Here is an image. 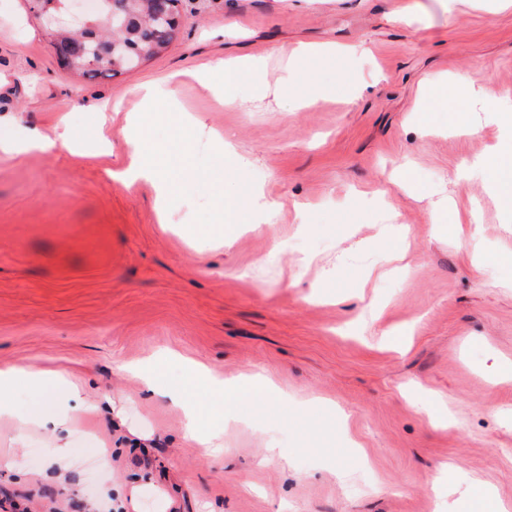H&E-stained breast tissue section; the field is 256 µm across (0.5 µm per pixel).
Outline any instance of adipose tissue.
<instances>
[{"instance_id":"obj_1","label":"adipose tissue","mask_w":512,"mask_h":512,"mask_svg":"<svg viewBox=\"0 0 512 512\" xmlns=\"http://www.w3.org/2000/svg\"><path fill=\"white\" fill-rule=\"evenodd\" d=\"M138 94L146 106L145 111L132 113L123 129L126 143L130 147L128 163L115 178L129 185L139 181L151 183L156 191V208L159 215H166L178 196L184 170L177 160L191 149L195 130L191 125L177 123L169 144L162 145L153 139L151 129L158 118L155 110L161 100H175L178 88L175 84L157 87L152 84L140 86ZM493 89L489 83L478 82L467 77H456L451 82L433 85L428 96L431 102L428 112L422 113V124H429L435 112H449L457 128L472 132L477 128L469 108L482 99L491 97ZM106 139L95 145L83 143L69 128L60 129L54 136L32 130L18 140L0 142V149L15 153L40 151L52 153L63 150L76 157L88 156L94 150L103 149ZM471 180H483L495 189L504 209L512 211V139L499 143L489 161H477L464 171ZM216 221L199 224L193 230L196 237L210 239L223 237L225 226L241 220L255 221L257 216L270 214L274 204L258 187H247L242 203H235L223 195L214 198ZM163 356H155L141 362L129 364L128 373L139 379L148 389L166 393L172 403L183 413V430L187 438L210 455L223 453V427L230 422L244 419L246 413L259 408H273L286 399L285 393L267 376L257 373L252 376L224 380L211 374L203 365L187 362L180 381H170L163 370ZM39 390L42 401L34 403L28 411H19L13 400L19 383ZM78 388L63 375L52 371L34 370L14 366L0 367V419L9 418L25 426L43 429L52 444L55 460L66 456L65 437L73 413L86 411ZM220 421L217 429L203 427L202 415Z\"/></svg>"}]
</instances>
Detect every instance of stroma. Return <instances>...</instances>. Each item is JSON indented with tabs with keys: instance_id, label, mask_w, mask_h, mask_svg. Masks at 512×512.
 <instances>
[{
	"instance_id": "1",
	"label": "stroma",
	"mask_w": 512,
	"mask_h": 512,
	"mask_svg": "<svg viewBox=\"0 0 512 512\" xmlns=\"http://www.w3.org/2000/svg\"><path fill=\"white\" fill-rule=\"evenodd\" d=\"M180 26L157 56L88 81L62 66L27 0H0V139L68 125L81 105L112 103V150L0 151V367L64 371L88 402L70 462L35 430L0 424V502L30 512H478L436 491L443 465L512 512V212L466 163L504 136L512 102V0H181ZM305 46L331 59L295 58ZM264 56L262 85L228 83L214 65ZM464 74L494 95L465 132L416 119L434 81ZM293 93L272 95L283 77ZM178 79L168 109L203 127L191 167L245 159L240 178L277 204L231 247L184 231L215 218L213 193L186 182L159 223L152 184L124 186L122 130L137 87ZM414 182H404L402 170ZM447 198L456 235L434 230ZM279 246L275 262L263 255ZM311 254L315 264L302 268ZM398 336L390 350L383 333ZM169 351L226 379L256 372L287 393L280 409L224 430L216 458L185 438L183 416L125 364ZM326 399L315 407L311 398ZM447 409L432 425L417 398ZM111 468L82 458L83 440ZM276 454H269V447Z\"/></svg>"
}]
</instances>
